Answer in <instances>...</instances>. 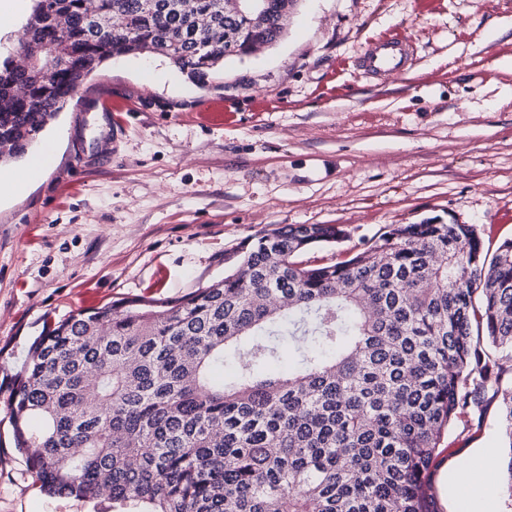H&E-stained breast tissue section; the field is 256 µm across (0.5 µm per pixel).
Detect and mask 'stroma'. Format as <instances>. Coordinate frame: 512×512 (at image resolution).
<instances>
[{
  "mask_svg": "<svg viewBox=\"0 0 512 512\" xmlns=\"http://www.w3.org/2000/svg\"><path fill=\"white\" fill-rule=\"evenodd\" d=\"M407 69L359 57L396 31ZM128 105L113 138L102 97ZM55 160L0 199V383L45 322L122 297L175 300L224 275V257L285 224H339L327 264L391 224L475 225L512 239V0H299L278 42L225 60L207 86L162 57L112 59L31 144ZM497 402L455 426L432 466L439 512H506ZM0 512H94L52 496L0 436Z\"/></svg>",
  "mask_w": 512,
  "mask_h": 512,
  "instance_id": "35a3bbf8",
  "label": "stroma"
}]
</instances>
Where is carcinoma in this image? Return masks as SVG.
I'll return each mask as SVG.
<instances>
[{"instance_id": "cac0c4a2", "label": "carcinoma", "mask_w": 512, "mask_h": 512, "mask_svg": "<svg viewBox=\"0 0 512 512\" xmlns=\"http://www.w3.org/2000/svg\"><path fill=\"white\" fill-rule=\"evenodd\" d=\"M147 2L34 0L23 64L0 59V161L101 63L162 56L204 86L224 59L283 37L297 0H264L250 27L227 0ZM346 236L287 224L176 301L126 298L46 327L0 387L40 487L121 512H437L440 442L482 418L491 390L512 497V239L488 260L474 225L423 220L336 263L297 260ZM284 341L288 372H257ZM228 359L227 384L212 370Z\"/></svg>"}]
</instances>
